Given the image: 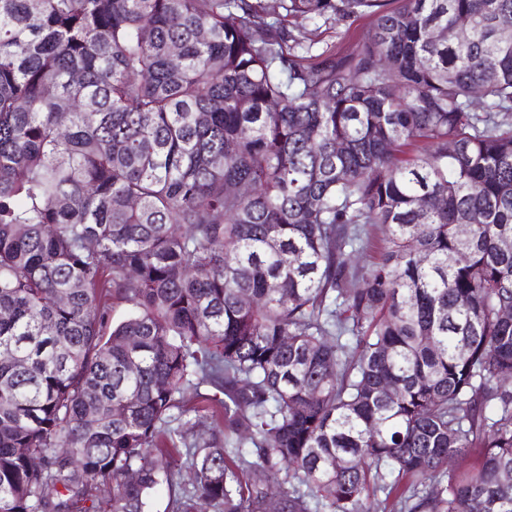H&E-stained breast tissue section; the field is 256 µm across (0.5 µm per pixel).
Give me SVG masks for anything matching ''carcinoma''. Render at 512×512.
<instances>
[{"mask_svg":"<svg viewBox=\"0 0 512 512\" xmlns=\"http://www.w3.org/2000/svg\"><path fill=\"white\" fill-rule=\"evenodd\" d=\"M289 17L369 23L315 54ZM505 29L512 0H0V512H512ZM198 411H189L181 414L178 410L173 411L176 419L172 422V426L178 428L181 432L190 433L197 429L198 425L208 424L211 421V410L201 408L203 405H198Z\"/></svg>","mask_w":512,"mask_h":512,"instance_id":"cac0c4a2","label":"carcinoma"}]
</instances>
